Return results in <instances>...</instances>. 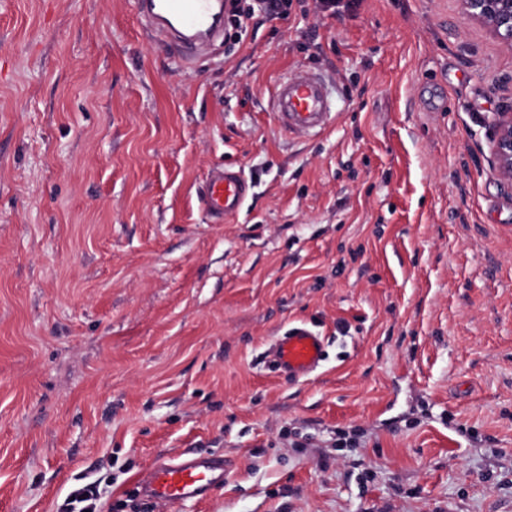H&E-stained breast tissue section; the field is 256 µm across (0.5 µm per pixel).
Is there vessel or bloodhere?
I'll return each instance as SVG.
<instances>
[{
    "label": "vessel or blood",
    "mask_w": 512,
    "mask_h": 512,
    "mask_svg": "<svg viewBox=\"0 0 512 512\" xmlns=\"http://www.w3.org/2000/svg\"><path fill=\"white\" fill-rule=\"evenodd\" d=\"M131 4L137 18L178 65L208 56L224 37V23L218 18L223 0H131ZM271 115L291 134L326 132L336 117L326 79L303 67L286 74L275 86ZM249 194L242 169L232 163L211 169L199 188L204 212L215 224L238 217ZM324 347V336L300 322L275 340L270 353L277 372L298 382L318 371ZM230 476L223 455L186 453L154 460L139 473L137 483L148 502L180 504L208 498Z\"/></svg>",
    "instance_id": "b4317fda"
}]
</instances>
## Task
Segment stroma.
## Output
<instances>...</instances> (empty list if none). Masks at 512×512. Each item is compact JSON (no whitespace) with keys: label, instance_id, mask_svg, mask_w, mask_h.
<instances>
[{"label":"stroma","instance_id":"obj_1","mask_svg":"<svg viewBox=\"0 0 512 512\" xmlns=\"http://www.w3.org/2000/svg\"><path fill=\"white\" fill-rule=\"evenodd\" d=\"M324 135L270 115L287 71ZM512 51L458 0H294L192 67L131 0H0V512H141L154 459L223 454L148 512H512V194L485 123ZM253 189L208 223L224 163ZM326 357L291 383L294 323ZM271 115L291 134H321L335 121L332 93L326 79L307 68H296L275 85ZM250 194V186L242 169L224 163L211 169L199 188L207 218L223 224L239 216ZM325 337L300 322L293 325L286 336L278 337L270 353L275 369L290 382L307 380L321 367ZM230 476L223 455L186 453L154 460L139 473L137 483L149 503L180 504L208 498ZM71 497H74V500H71ZM68 505L70 506L67 510L68 512H95L96 504L94 501L97 500V490L91 485H85L82 488H79L72 492ZM80 507V504L87 503Z\"/></svg>","mask_w":512,"mask_h":512}]
</instances>
